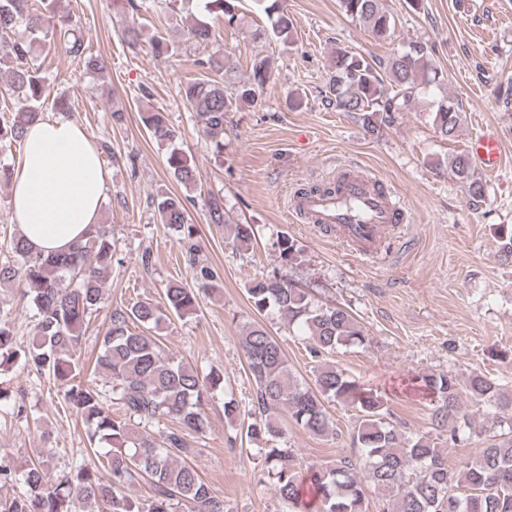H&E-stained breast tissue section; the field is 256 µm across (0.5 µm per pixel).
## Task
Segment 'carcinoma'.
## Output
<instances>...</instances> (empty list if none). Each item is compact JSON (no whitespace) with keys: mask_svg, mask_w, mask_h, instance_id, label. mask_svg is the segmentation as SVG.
Here are the masks:
<instances>
[{"mask_svg":"<svg viewBox=\"0 0 512 512\" xmlns=\"http://www.w3.org/2000/svg\"><path fill=\"white\" fill-rule=\"evenodd\" d=\"M240 3L199 0L200 18L188 29L187 38L196 43L211 40L215 29L209 16L220 15L230 26L238 17ZM41 4L35 8L31 0H0V72L8 73L9 95L17 101L15 110L0 118V144L22 140L27 127L42 120L47 100L45 78L31 63V41L11 37L18 26L23 24L46 37L58 34L69 54L84 58L85 65L94 70L104 69V62L86 56L71 18L54 10L55 0H41ZM255 4L263 8L274 36L289 42L293 23L281 0H255ZM340 7L375 40L392 38L395 19L382 0H340ZM150 43L158 56L177 51L174 43L157 32ZM198 66L206 75L181 85L180 95L186 107L204 121V135L221 157L227 113L258 102L272 63L267 57L254 60L248 80L230 95L217 80L221 74L234 72L229 57L200 60ZM439 82L438 68L427 45L420 42H410L372 62L340 48L329 68L326 93L338 111L352 115L367 133L377 135L415 100L429 96ZM142 121L154 139L175 138V130L162 113L146 112ZM432 123L440 138H455L460 123L455 104L450 100L438 103ZM167 166L178 182L194 184L195 168L183 152L171 150ZM448 167L466 184L470 196L485 195L484 184L474 178L469 153L456 154ZM208 206L212 223L230 225L233 245L242 248L252 240L251 225L230 223L222 198L209 197ZM157 212L160 223L177 239L193 236L187 204L181 197L161 195ZM499 243L501 256L512 262V226L499 228ZM9 250L11 256L0 261V285H17L36 308L38 322L32 336L20 344L10 327L0 322V373L20 365L52 378L67 411L87 424L92 454L56 481L47 462L30 464L23 473V490L0 501V512H174L179 503L189 505L190 512H224V502L187 461L190 449L182 433L204 428V405L221 387L224 375L216 369L203 373L165 354L144 334L169 316L182 319L196 311L198 291L169 282L162 308L138 301L112 309L93 369L110 380L109 398L94 378L86 377L77 352L112 270L111 225H93L85 240L63 254L35 252L18 233ZM190 264L203 287L216 288V273L208 265L194 255ZM247 295L258 314L276 312L288 330L303 337L313 357L365 342L363 326L348 309L315 305L307 291L285 278L273 276L252 284ZM239 344L256 387L245 435L263 441L256 448L263 473L291 512H304L306 492L295 468V450L280 444L278 413H287L313 436H326L332 428L324 403L331 401L350 404L359 412L353 432L358 455L343 456L310 471L318 512H368L370 494L376 500V512H512V388L481 372L463 382L447 372L420 375L437 398L433 418L438 427H448L452 442L471 428L468 401L493 406L510 419L508 431L486 436L478 457L453 469L448 467L445 449L432 435H408L388 422L387 400L336 365L321 366L310 387L294 376L280 343L263 325H251ZM135 419L140 424L172 419L180 428L166 432L158 442L136 433L131 424ZM140 479L150 483L151 495L144 501L128 494Z\"/></svg>","mask_w":512,"mask_h":512,"instance_id":"carcinoma-1","label":"carcinoma"}]
</instances>
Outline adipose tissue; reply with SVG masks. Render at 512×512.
<instances>
[{
	"label": "adipose tissue",
	"instance_id": "1",
	"mask_svg": "<svg viewBox=\"0 0 512 512\" xmlns=\"http://www.w3.org/2000/svg\"><path fill=\"white\" fill-rule=\"evenodd\" d=\"M107 190L87 132L69 120H42L29 127L13 171L10 220L34 250H64L99 223Z\"/></svg>",
	"mask_w": 512,
	"mask_h": 512
}]
</instances>
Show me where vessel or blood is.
<instances>
[{"mask_svg": "<svg viewBox=\"0 0 512 512\" xmlns=\"http://www.w3.org/2000/svg\"><path fill=\"white\" fill-rule=\"evenodd\" d=\"M469 147L484 170L492 173L501 168L502 143L494 134L474 133ZM350 202L359 205V213L347 210ZM290 210L305 223L335 232L340 242L368 259L387 254L388 234L407 220L399 197L383 178L355 169L337 174L327 190L294 193Z\"/></svg>", "mask_w": 512, "mask_h": 512, "instance_id": "1", "label": "vessel or blood"}]
</instances>
